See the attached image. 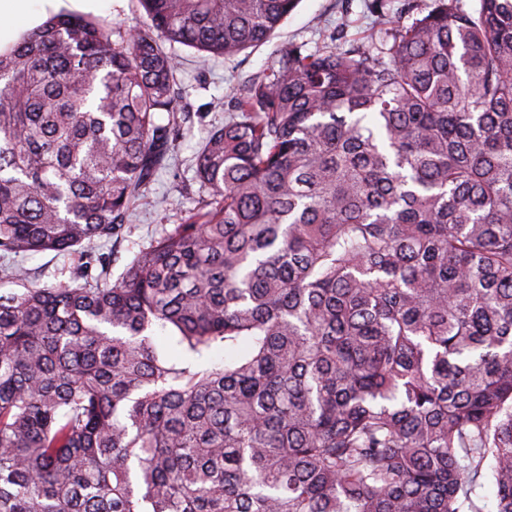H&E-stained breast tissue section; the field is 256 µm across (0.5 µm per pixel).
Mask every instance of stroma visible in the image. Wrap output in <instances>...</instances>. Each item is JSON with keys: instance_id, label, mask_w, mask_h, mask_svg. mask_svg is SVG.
<instances>
[{"instance_id": "obj_1", "label": "stroma", "mask_w": 512, "mask_h": 512, "mask_svg": "<svg viewBox=\"0 0 512 512\" xmlns=\"http://www.w3.org/2000/svg\"><path fill=\"white\" fill-rule=\"evenodd\" d=\"M339 27L345 29L348 39L370 46L381 39L368 0H299L269 43L238 56L203 60L196 49L175 45L180 60L176 77L181 93L177 113L181 135L168 166L149 183L118 237L95 247L113 275H120L141 247L185 223L208 200L207 189L196 180L194 158L214 128L227 118L224 101L230 90L259 75L276 51L292 44L316 50L327 45L330 33ZM18 263L39 285L68 284L80 257L46 252L19 258Z\"/></svg>"}]
</instances>
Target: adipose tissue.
<instances>
[{"instance_id":"ef3b65f1","label":"adipose tissue","mask_w":512,"mask_h":512,"mask_svg":"<svg viewBox=\"0 0 512 512\" xmlns=\"http://www.w3.org/2000/svg\"><path fill=\"white\" fill-rule=\"evenodd\" d=\"M112 0H0V50L19 42L50 15L63 10L95 13Z\"/></svg>"}]
</instances>
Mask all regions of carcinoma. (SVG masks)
Returning <instances> with one entry per match:
<instances>
[{
	"mask_svg": "<svg viewBox=\"0 0 512 512\" xmlns=\"http://www.w3.org/2000/svg\"><path fill=\"white\" fill-rule=\"evenodd\" d=\"M138 2L0 52V256H85L0 295V512H512V0L274 54L197 152L209 202L114 279L167 46L237 55L299 0ZM153 336L156 344L166 347L172 354L176 355L182 360H187L193 363H203L204 365H212L224 360V350L213 352L206 358L195 360L191 356L186 355L179 349L175 348L167 332L156 330Z\"/></svg>",
	"mask_w": 512,
	"mask_h": 512,
	"instance_id": "cac0c4a2",
	"label": "carcinoma"
}]
</instances>
